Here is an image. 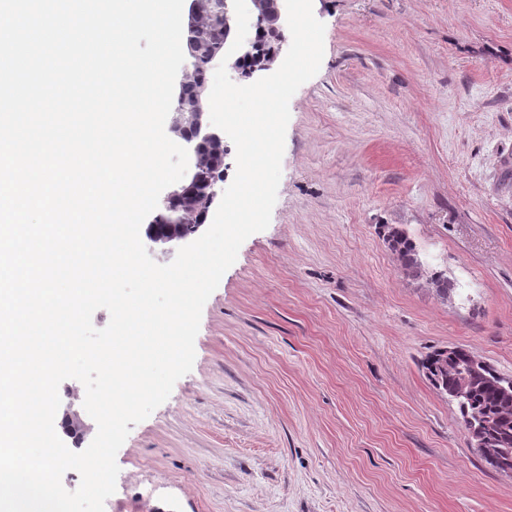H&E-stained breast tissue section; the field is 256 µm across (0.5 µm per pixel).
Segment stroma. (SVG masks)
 <instances>
[{
	"instance_id": "35a3bbf8",
	"label": "stroma",
	"mask_w": 512,
	"mask_h": 512,
	"mask_svg": "<svg viewBox=\"0 0 512 512\" xmlns=\"http://www.w3.org/2000/svg\"><path fill=\"white\" fill-rule=\"evenodd\" d=\"M271 222L133 425L105 512H512L422 362L512 376V0H313ZM402 226L451 299L410 281ZM379 233L382 235L390 250L395 254L400 270L406 277L419 278L426 276L435 289L437 295L448 297L453 286L448 282V277L441 272H428L422 260L416 244L398 225L383 224Z\"/></svg>"
}]
</instances>
